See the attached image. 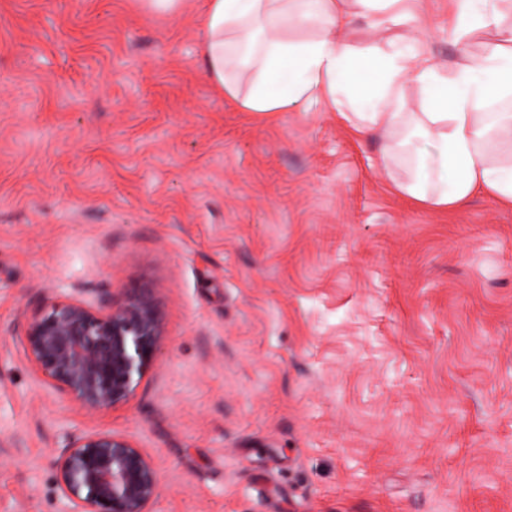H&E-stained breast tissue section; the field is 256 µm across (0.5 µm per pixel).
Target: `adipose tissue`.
I'll return each mask as SVG.
<instances>
[{
	"mask_svg": "<svg viewBox=\"0 0 512 512\" xmlns=\"http://www.w3.org/2000/svg\"><path fill=\"white\" fill-rule=\"evenodd\" d=\"M402 0H207L201 28L202 77L251 112H285L329 97L357 130L376 132L380 160L391 164L416 130L421 145L404 192L455 205L480 191L512 205V113L488 111V99L512 98V29L477 60L462 56L439 69L420 45L393 40L388 50L358 54L338 32L359 16L386 26ZM457 40L499 24L505 0H450ZM253 81L241 93L240 72ZM421 94L412 111L407 88Z\"/></svg>",
	"mask_w": 512,
	"mask_h": 512,
	"instance_id": "ef3b65f1",
	"label": "adipose tissue"
}]
</instances>
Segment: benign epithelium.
<instances>
[{"instance_id": "7a95c632", "label": "benign epithelium", "mask_w": 512, "mask_h": 512, "mask_svg": "<svg viewBox=\"0 0 512 512\" xmlns=\"http://www.w3.org/2000/svg\"><path fill=\"white\" fill-rule=\"evenodd\" d=\"M165 339L153 288L136 286L116 301H54L24 327L27 359L59 392L88 412L133 393ZM59 488L71 512H151L160 484L153 459L110 432L84 438L58 461Z\"/></svg>"}]
</instances>
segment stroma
<instances>
[{"label": "stroma", "mask_w": 512, "mask_h": 512, "mask_svg": "<svg viewBox=\"0 0 512 512\" xmlns=\"http://www.w3.org/2000/svg\"><path fill=\"white\" fill-rule=\"evenodd\" d=\"M206 0H0V512H66L55 461L148 453L152 512H512V206L399 189L328 99L250 112L205 82ZM396 37L482 58L416 0ZM147 283L166 339L89 412L22 343L56 297Z\"/></svg>", "instance_id": "obj_1"}]
</instances>
